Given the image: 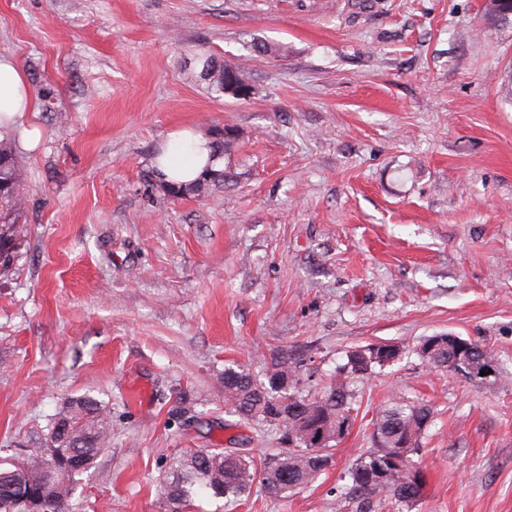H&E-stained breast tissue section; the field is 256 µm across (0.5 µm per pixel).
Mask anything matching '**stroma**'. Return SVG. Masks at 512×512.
Listing matches in <instances>:
<instances>
[{
  "instance_id": "1",
  "label": "stroma",
  "mask_w": 512,
  "mask_h": 512,
  "mask_svg": "<svg viewBox=\"0 0 512 512\" xmlns=\"http://www.w3.org/2000/svg\"><path fill=\"white\" fill-rule=\"evenodd\" d=\"M0 54L43 131L0 277V448L72 398L108 404L70 512H165L189 449L272 462L279 432L225 403V364L327 379L371 343L403 354L353 380L324 471L195 512H355L342 477L399 397L434 411L415 512H512V24L485 0H0ZM206 57L238 62L249 96L208 89ZM186 127L229 130L224 180L173 197L153 160ZM446 332L501 377L427 367L417 343Z\"/></svg>"
}]
</instances>
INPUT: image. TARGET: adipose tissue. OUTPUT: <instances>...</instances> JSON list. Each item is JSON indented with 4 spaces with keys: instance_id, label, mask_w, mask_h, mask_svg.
<instances>
[{
    "instance_id": "adipose-tissue-1",
    "label": "adipose tissue",
    "mask_w": 512,
    "mask_h": 512,
    "mask_svg": "<svg viewBox=\"0 0 512 512\" xmlns=\"http://www.w3.org/2000/svg\"><path fill=\"white\" fill-rule=\"evenodd\" d=\"M36 102L27 76L19 63L0 55V136L20 135L24 149H35L41 140L37 126L24 125ZM209 138L192 129L169 133L155 159L166 180L193 182L204 166L216 165Z\"/></svg>"
}]
</instances>
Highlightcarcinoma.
Wrapping results in <instances>:
<instances>
[{
	"mask_svg": "<svg viewBox=\"0 0 512 512\" xmlns=\"http://www.w3.org/2000/svg\"><path fill=\"white\" fill-rule=\"evenodd\" d=\"M231 74L241 77L243 71L231 61L221 63L208 57L203 62L201 78L216 93H224V79ZM23 180L24 169L12 142L0 140V242H16L0 276L13 269L23 241ZM208 180H224V170L206 168L191 183L169 182L166 187L178 197L187 191L203 192L202 184ZM447 337L446 333L427 336L416 352L428 367L454 372L457 352L448 345ZM383 348L381 344L375 350L369 344L348 352L336 379L320 385L311 395L300 391V378L286 364L273 371L265 383L241 366L225 367L224 399L242 417L279 430L285 448L263 469L250 456L216 449L190 450L172 458L162 482L166 512H186L201 496L235 500L250 494L256 483L272 499L285 498L308 484L328 463L334 444L351 428L355 403L351 380L370 375L402 355L398 347L393 354L383 353ZM432 417L428 405L400 399L380 411L372 431L373 448L356 457L347 471L345 499L355 512H373L379 506V494L394 501L403 512L416 509L423 499L425 481L415 456ZM40 440L37 452L7 470L0 468V512H30L25 503L16 501L18 485L55 497L49 512H69L76 477L86 473L110 443L106 407L89 394L73 398L48 420ZM70 450L85 456L86 466L61 473L51 484L44 482L45 459L57 451Z\"/></svg>",
	"mask_w": 512,
	"mask_h": 512,
	"instance_id": "cac0c4a2",
	"label": "carcinoma"
}]
</instances>
